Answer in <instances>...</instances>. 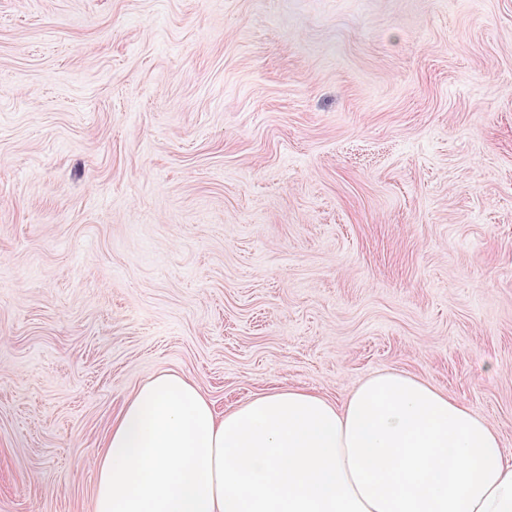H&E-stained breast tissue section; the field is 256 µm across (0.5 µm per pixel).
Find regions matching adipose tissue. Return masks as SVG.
Wrapping results in <instances>:
<instances>
[{"label":"adipose tissue","mask_w":512,"mask_h":512,"mask_svg":"<svg viewBox=\"0 0 512 512\" xmlns=\"http://www.w3.org/2000/svg\"><path fill=\"white\" fill-rule=\"evenodd\" d=\"M94 512H512V458L483 418L407 372L344 401L280 387L218 414L163 372L115 419Z\"/></svg>","instance_id":"adipose-tissue-1"}]
</instances>
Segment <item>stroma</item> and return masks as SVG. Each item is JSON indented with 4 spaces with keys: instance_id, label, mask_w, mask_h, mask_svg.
Masks as SVG:
<instances>
[{
    "instance_id": "1",
    "label": "stroma",
    "mask_w": 512,
    "mask_h": 512,
    "mask_svg": "<svg viewBox=\"0 0 512 512\" xmlns=\"http://www.w3.org/2000/svg\"><path fill=\"white\" fill-rule=\"evenodd\" d=\"M384 370L512 454V0H0V512L156 374Z\"/></svg>"
}]
</instances>
